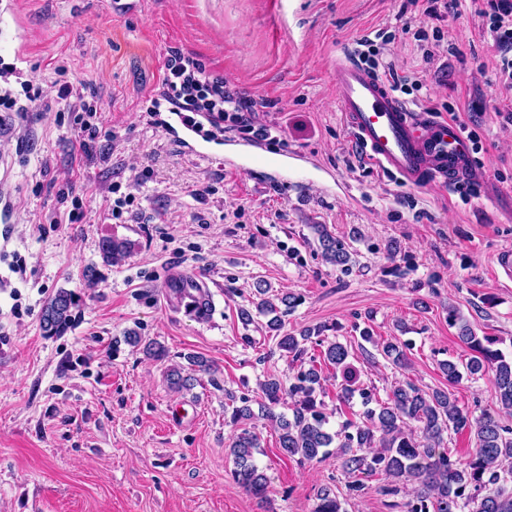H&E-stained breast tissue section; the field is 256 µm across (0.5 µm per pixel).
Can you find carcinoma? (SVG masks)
<instances>
[{"label":"carcinoma","mask_w":512,"mask_h":512,"mask_svg":"<svg viewBox=\"0 0 512 512\" xmlns=\"http://www.w3.org/2000/svg\"><path fill=\"white\" fill-rule=\"evenodd\" d=\"M322 255L329 263L345 267L349 254L328 230L316 226ZM134 248L126 238L106 237L99 245L103 263L121 262ZM179 302L197 319L210 315L212 302L207 290L189 282L172 288ZM292 294L275 295L263 281L256 283L249 304L252 308H239V319L247 324L253 314L268 317L266 328L280 332L283 328L278 305L294 306ZM75 307L74 295L60 289L42 310L40 325L43 332L56 335L64 331L72 321ZM448 325L457 329L459 341L470 351L468 360L459 365L443 360L439 368L448 377V383L459 382L467 376L477 379L491 372L494 374L496 398L504 409L512 411V357H507L496 344L495 336H479L469 321L454 308H448ZM321 329H305L294 335L280 337V350L300 358L306 351L305 344L317 339ZM362 339L373 341L369 332ZM125 341L142 346V352L153 359L166 357L164 346L157 342L142 343L136 335H128ZM375 342V341H373ZM380 355L396 367H405L408 356L405 344L396 338L375 342ZM348 347L339 341L327 342L324 361L342 378V397L359 394L366 405L359 423L348 422L341 429L330 432L329 419L323 411L321 394L322 370L312 365L295 377L289 387H283L275 377L261 384V412L276 421L279 444L290 457L319 462L337 456L341 467L349 475L384 476L380 493L391 499L392 509L406 508V512H512V428L501 425L492 415L471 421L447 391H435L428 395L411 382L395 386L387 400L373 403L371 393L360 387V372L349 361ZM172 390L180 392L191 386L190 378L182 375V367H173L168 373ZM293 400L292 417L275 413L274 408L282 400L283 392ZM470 428L474 432V448L468 461L463 464L451 459L441 447L444 434L449 430ZM260 447L258 435L244 427L233 435L229 453L235 465L237 483L251 494L264 497L267 477L255 463L254 455ZM314 512H346L343 502L329 488L317 494Z\"/></svg>","instance_id":"cac0c4a2"}]
</instances>
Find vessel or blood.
Masks as SVG:
<instances>
[{
    "label": "vessel or blood",
    "mask_w": 512,
    "mask_h": 512,
    "mask_svg": "<svg viewBox=\"0 0 512 512\" xmlns=\"http://www.w3.org/2000/svg\"><path fill=\"white\" fill-rule=\"evenodd\" d=\"M333 73L339 108L373 166L411 185L431 178L453 184L481 181L459 125L408 107L386 80L353 53L338 57ZM287 163V157L274 159L254 152L240 160L235 169L246 173Z\"/></svg>",
    "instance_id": "1"
}]
</instances>
